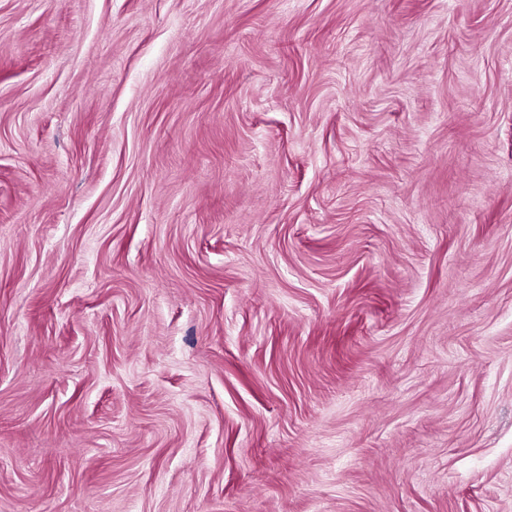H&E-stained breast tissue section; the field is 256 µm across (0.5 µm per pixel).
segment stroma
Masks as SVG:
<instances>
[{"label":"stroma","instance_id":"1","mask_svg":"<svg viewBox=\"0 0 512 512\" xmlns=\"http://www.w3.org/2000/svg\"><path fill=\"white\" fill-rule=\"evenodd\" d=\"M0 512H512V0H0Z\"/></svg>","mask_w":512,"mask_h":512}]
</instances>
